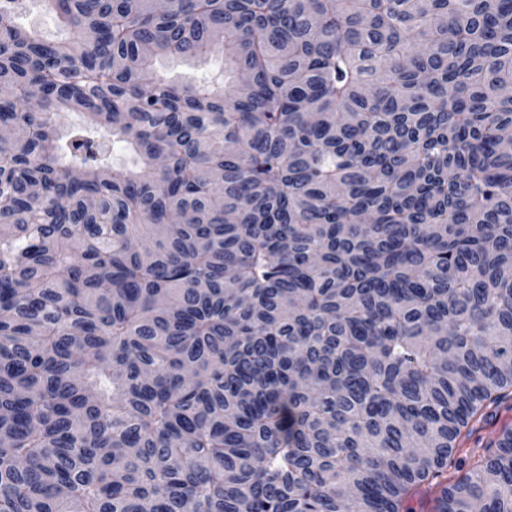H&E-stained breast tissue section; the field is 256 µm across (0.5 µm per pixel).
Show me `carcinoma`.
Segmentation results:
<instances>
[{"label": "carcinoma", "mask_w": 512, "mask_h": 512, "mask_svg": "<svg viewBox=\"0 0 512 512\" xmlns=\"http://www.w3.org/2000/svg\"><path fill=\"white\" fill-rule=\"evenodd\" d=\"M46 2L0 0V512H512L509 428L448 483L512 400V0ZM27 1L25 13L20 19L23 26L35 30L41 38L47 40L62 42L71 39L70 30L47 8L44 0ZM155 67L165 77L174 81H181L186 78L213 79L220 75L223 69L221 56H212L205 63L200 65H188L174 58H158ZM512 427V407L510 405L501 406L493 419L480 431H478L468 442H465L462 449L456 452V458H465L466 448H476L477 441L480 443L495 439L507 427Z\"/></svg>", "instance_id": "carcinoma-1"}]
</instances>
